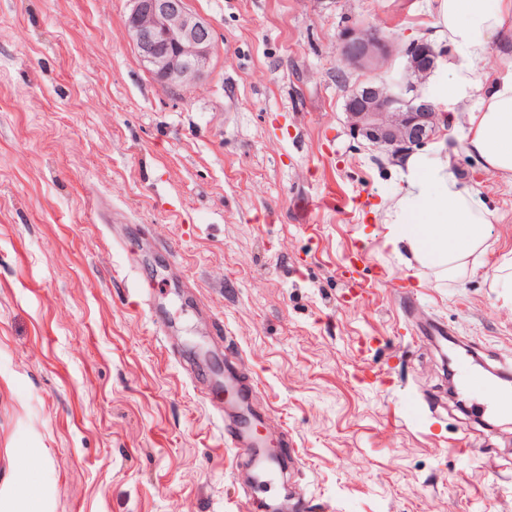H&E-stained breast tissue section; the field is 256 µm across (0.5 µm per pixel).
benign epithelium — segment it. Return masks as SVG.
<instances>
[{"label": "benign epithelium", "mask_w": 512, "mask_h": 512, "mask_svg": "<svg viewBox=\"0 0 512 512\" xmlns=\"http://www.w3.org/2000/svg\"><path fill=\"white\" fill-rule=\"evenodd\" d=\"M130 2L128 35L148 73L170 91L194 86L211 61V25L189 9L188 0ZM339 40L343 64L381 71L378 81L352 90L345 99L352 135L393 158L432 140L446 113L437 111L422 85L438 68L441 53L424 39L400 49L374 25L348 27ZM398 54L404 63L395 71L389 63Z\"/></svg>", "instance_id": "benign-epithelium-1"}]
</instances>
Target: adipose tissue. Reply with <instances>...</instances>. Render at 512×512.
Listing matches in <instances>:
<instances>
[{"label":"adipose tissue","instance_id":"ef3b65f1","mask_svg":"<svg viewBox=\"0 0 512 512\" xmlns=\"http://www.w3.org/2000/svg\"><path fill=\"white\" fill-rule=\"evenodd\" d=\"M436 13V34L453 53L445 76L428 81L424 91L449 112L464 113L462 149L484 171L512 179V66L492 77L483 69L492 42L512 45V0H436ZM450 162L444 141L404 156L406 187L385 210L387 244L440 280L474 270L493 220L477 192L453 177Z\"/></svg>","mask_w":512,"mask_h":512}]
</instances>
